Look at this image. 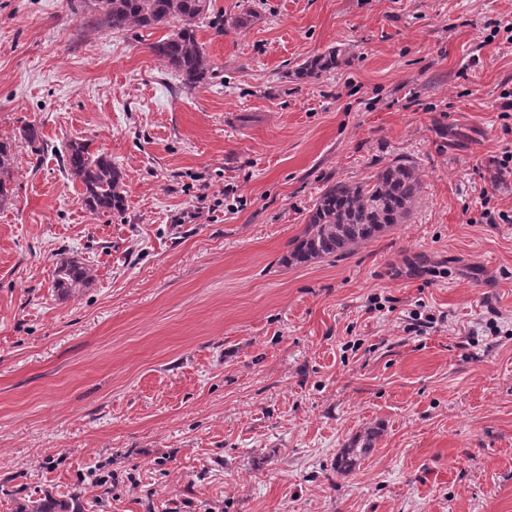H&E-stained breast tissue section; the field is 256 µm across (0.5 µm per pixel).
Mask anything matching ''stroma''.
Returning a JSON list of instances; mask_svg holds the SVG:
<instances>
[{
  "instance_id": "stroma-1",
  "label": "stroma",
  "mask_w": 512,
  "mask_h": 512,
  "mask_svg": "<svg viewBox=\"0 0 512 512\" xmlns=\"http://www.w3.org/2000/svg\"><path fill=\"white\" fill-rule=\"evenodd\" d=\"M211 2L214 76L188 89L149 51L179 21L0 0V512L76 490L82 512H512V224L473 221L483 195L512 211V0ZM80 139L122 170V215L65 172ZM399 159L405 223L282 264L326 186ZM64 257L93 275L69 296ZM336 67V50L329 51L325 55L304 61L297 69L302 77H318L323 72H328ZM13 144L8 141H0V201L8 199L7 182L10 181L14 167L15 152Z\"/></svg>"
}]
</instances>
